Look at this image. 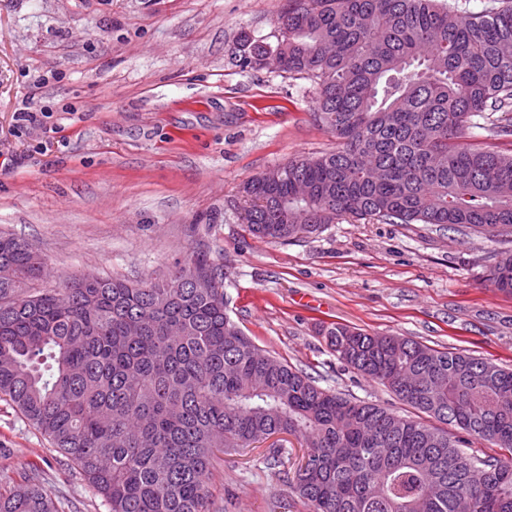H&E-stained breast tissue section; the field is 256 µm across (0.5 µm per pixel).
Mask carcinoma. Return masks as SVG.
<instances>
[{"instance_id":"obj_1","label":"carcinoma","mask_w":512,"mask_h":512,"mask_svg":"<svg viewBox=\"0 0 512 512\" xmlns=\"http://www.w3.org/2000/svg\"><path fill=\"white\" fill-rule=\"evenodd\" d=\"M275 42L236 41L316 84L336 150L246 181L244 220L276 242L341 219L465 226L512 236V153L460 142L512 136V0H285ZM44 258L0 234V396L79 470L108 512H221L220 456L278 434L303 461L269 464L308 512H512V369L345 324L324 329L347 367L428 419L324 389L263 353L226 313L224 270L193 253L175 278L79 274L39 286ZM193 276L211 283L196 288ZM512 294V252L489 270ZM503 448L502 458L474 444ZM0 512H58L33 469L0 481Z\"/></svg>"}]
</instances>
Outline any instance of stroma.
<instances>
[{
  "label": "stroma",
  "mask_w": 512,
  "mask_h": 512,
  "mask_svg": "<svg viewBox=\"0 0 512 512\" xmlns=\"http://www.w3.org/2000/svg\"><path fill=\"white\" fill-rule=\"evenodd\" d=\"M284 0H0V232L43 284L161 279L194 253L223 268L229 317L324 388L410 408L337 359L344 323L512 368V295L487 279L510 240L465 227L346 219L281 243L243 221V182L334 150L306 79L240 68ZM38 111L23 117V103ZM35 469L60 512H108L72 463L0 400V473ZM224 512H307L256 447L214 470Z\"/></svg>",
  "instance_id": "35a3bbf8"
}]
</instances>
